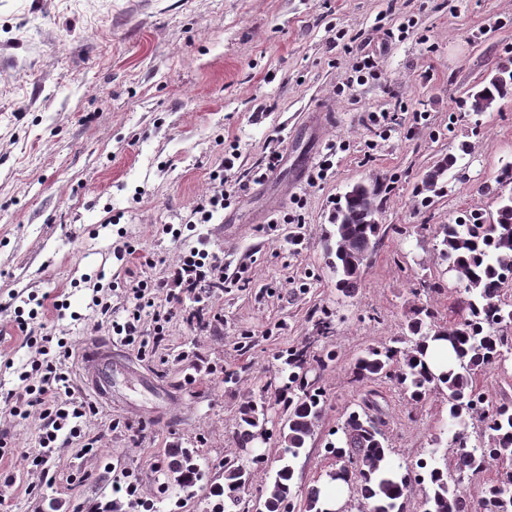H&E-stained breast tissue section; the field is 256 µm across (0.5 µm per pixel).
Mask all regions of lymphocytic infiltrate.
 Segmentation results:
<instances>
[{
    "label": "lymphocytic infiltrate",
    "mask_w": 512,
    "mask_h": 512,
    "mask_svg": "<svg viewBox=\"0 0 512 512\" xmlns=\"http://www.w3.org/2000/svg\"><path fill=\"white\" fill-rule=\"evenodd\" d=\"M124 289L130 302L122 318L113 317L112 307L106 301L98 302L97 312L117 340L143 349L148 345L141 331L144 313L152 314L154 334L158 337L163 336L165 325L176 318L200 328L212 326L217 316L208 300L224 290V261L218 252L193 246L181 253L170 276L133 279L125 283ZM192 298L199 299L198 308H184V301ZM26 343L35 348L37 357L31 361L29 370L19 374L9 395L16 400L15 414L25 417L34 410L39 415L40 450L32 464L45 478L57 448L81 438L93 409L75 395L65 364L71 355L67 340L30 336ZM153 509L139 479L123 470L113 473L111 496L98 505L97 512H153Z\"/></svg>",
    "instance_id": "f902f5d3"
}]
</instances>
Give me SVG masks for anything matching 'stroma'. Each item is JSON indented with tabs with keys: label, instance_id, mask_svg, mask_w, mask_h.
<instances>
[{
	"label": "stroma",
	"instance_id": "obj_1",
	"mask_svg": "<svg viewBox=\"0 0 512 512\" xmlns=\"http://www.w3.org/2000/svg\"><path fill=\"white\" fill-rule=\"evenodd\" d=\"M338 29L346 36L337 42ZM365 53L380 79L348 86ZM510 59L512 0H0V382L13 387L34 354L13 299L26 291L45 301L28 328L68 338L76 391L97 409L86 428L94 452L58 449L47 483L25 461L39 448V419L14 415L0 394V512H95L116 469L132 471L170 512H211L244 402L283 386L280 354L305 340L336 358L310 372L326 410L293 461L297 512L308 488L324 485V447L364 395L385 415L394 460L446 454L442 396L412 405L390 384L353 382L352 368L368 346L401 335L415 307L457 318L434 231L496 211L495 178L512 164V94L479 113L468 95ZM381 107L393 116L384 135L369 121ZM275 137L276 170L242 191L226 183L223 223L187 229L225 149L237 145L246 173ZM331 147L326 182L293 180L303 156L316 162ZM450 154L458 161L442 193L418 194ZM357 181L383 185L385 233L347 296L325 244L338 198ZM298 197L302 223L271 225ZM168 224L182 227L181 239L164 234ZM200 237L224 256V291L211 300L219 324L172 321L143 354L114 341L92 299L105 295L118 310L129 300L98 288V276L167 275ZM123 244L135 253L120 261ZM143 255L156 266L140 265ZM424 281L436 291L420 293ZM324 317L334 333L319 340ZM94 339L112 345L108 404L83 380L81 350ZM174 448L197 449L206 468L176 502L165 477Z\"/></svg>",
	"mask_w": 512,
	"mask_h": 512
}]
</instances>
